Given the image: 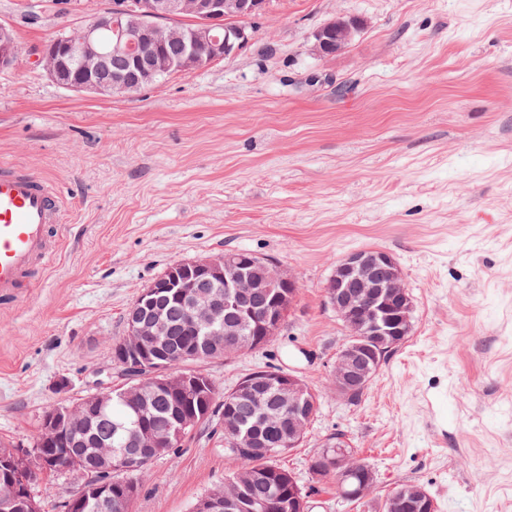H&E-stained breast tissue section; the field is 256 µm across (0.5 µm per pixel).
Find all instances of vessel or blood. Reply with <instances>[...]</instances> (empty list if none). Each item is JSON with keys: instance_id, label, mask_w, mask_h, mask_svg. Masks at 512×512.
<instances>
[{"instance_id": "1", "label": "vessel or blood", "mask_w": 512, "mask_h": 512, "mask_svg": "<svg viewBox=\"0 0 512 512\" xmlns=\"http://www.w3.org/2000/svg\"><path fill=\"white\" fill-rule=\"evenodd\" d=\"M65 204L51 180L0 166V300L16 299L58 258Z\"/></svg>"}]
</instances>
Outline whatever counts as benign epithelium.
<instances>
[{"mask_svg":"<svg viewBox=\"0 0 512 512\" xmlns=\"http://www.w3.org/2000/svg\"><path fill=\"white\" fill-rule=\"evenodd\" d=\"M264 8L265 0H123L122 5L76 29L73 36L50 42L36 55L34 64L58 86L74 92H136L173 71L190 72L234 56L249 43L250 34L242 26L228 25V21L257 16ZM185 15L193 19L190 31L181 25L159 24L161 19ZM363 27V20L339 14L315 31V50L323 55L337 53ZM219 28L224 29L222 37L215 34ZM104 29L112 33L107 44L101 39ZM171 42L180 47L175 56L163 51ZM18 57L12 30L0 25V70L15 66ZM215 285L224 286V291L213 289ZM165 288L179 289L191 325L207 336L202 344L181 353V358L209 360L221 353L212 341L216 336L231 339L235 355L267 345L279 330L282 314L291 307L298 283L259 257L238 251L170 267L138 297L126 320V336L113 354L116 361L146 374L131 389L116 393L108 386L74 406L50 408L44 415L42 439L35 453L40 468L67 471L69 465L51 451L58 435H68L72 448L85 447L90 427L108 412L114 397L126 400L135 393L142 399L147 395L154 398L176 391L181 398L197 390L195 377L185 375L174 380L164 373L171 360L161 339L167 332V320L153 305V297ZM326 294L351 339L337 353L330 379L337 397L353 401L365 392L386 357L411 331L412 298L396 258L378 249L357 250L338 261ZM270 383L276 389L273 403L264 399ZM239 394L258 405L264 418L285 426L288 447H300L313 419L309 404L317 402L318 394L299 375L279 371L269 377L261 372L233 390V395ZM196 420V414L179 410L163 438L146 427L133 432L131 444L142 449L140 457L123 455L114 459L107 454L76 465L100 475L114 469L134 471L154 449L173 446ZM226 427L231 447L239 456L251 458L257 449L266 447L265 441L242 428L240 422L229 419ZM354 465L373 480L367 465L354 462L346 449L336 446V473ZM111 486L106 481L91 495L87 489H79L67 499L69 512H85L92 497L97 499L99 509L110 512L112 494L107 489ZM388 512H433V508L426 490L413 485L389 501Z\"/></svg>","mask_w":512,"mask_h":512,"instance_id":"benign-epithelium-1","label":"benign epithelium"}]
</instances>
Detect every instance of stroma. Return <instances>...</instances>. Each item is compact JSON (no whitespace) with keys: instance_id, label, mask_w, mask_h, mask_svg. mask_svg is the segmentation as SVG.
I'll return each instance as SVG.
<instances>
[{"instance_id":"1","label":"stroma","mask_w":512,"mask_h":512,"mask_svg":"<svg viewBox=\"0 0 512 512\" xmlns=\"http://www.w3.org/2000/svg\"><path fill=\"white\" fill-rule=\"evenodd\" d=\"M112 0H0L21 58L0 71V162L57 182L63 251L0 306V443L28 453L50 407L125 378L112 349L142 291L182 261L244 250L298 296L262 349L199 363L229 390L254 370L301 375L320 404L279 457L311 512H378L420 484L436 512H512V0H266L235 56L133 93H76L34 66ZM362 18L344 50L313 33ZM389 251L414 305L409 338L359 400L328 374L347 332L325 286L359 249ZM374 475L341 497L311 461L335 436ZM231 468L193 433L140 476L132 512H192ZM83 476L41 475L43 512Z\"/></svg>"}]
</instances>
